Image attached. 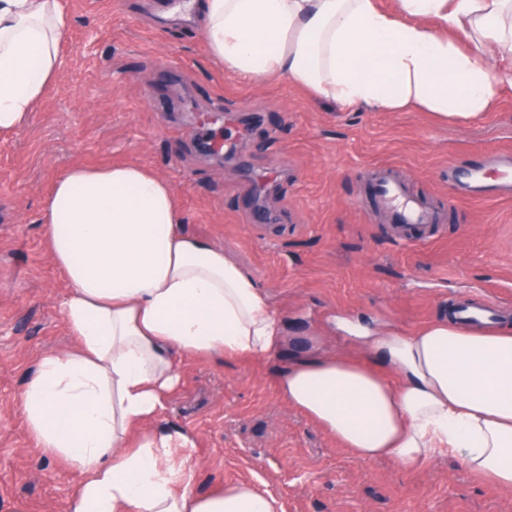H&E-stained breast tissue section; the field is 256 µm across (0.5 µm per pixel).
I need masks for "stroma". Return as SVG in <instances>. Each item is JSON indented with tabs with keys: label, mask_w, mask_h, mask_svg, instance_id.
I'll use <instances>...</instances> for the list:
<instances>
[{
	"label": "stroma",
	"mask_w": 512,
	"mask_h": 512,
	"mask_svg": "<svg viewBox=\"0 0 512 512\" xmlns=\"http://www.w3.org/2000/svg\"><path fill=\"white\" fill-rule=\"evenodd\" d=\"M181 4L67 0L58 80L22 129L0 135V512H67L80 480L30 436L19 394L42 355L72 343L43 198L68 167L112 161L165 178L186 230L223 245L288 323L287 346L268 359H176L181 384L158 424L194 435L197 492L247 481L283 512H512V493L456 459L404 472L357 458L288 406L272 375L315 336L342 352L339 317L412 332L490 299L512 321V196L454 183L512 151V86H499L497 111L448 125L427 112H345L285 80L225 73ZM218 112L230 148L215 154L204 127ZM376 167L438 210L433 237L409 241L376 206Z\"/></svg>",
	"instance_id": "obj_1"
}]
</instances>
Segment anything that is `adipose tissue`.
Segmentation results:
<instances>
[{
  "instance_id": "obj_1",
  "label": "adipose tissue",
  "mask_w": 512,
  "mask_h": 512,
  "mask_svg": "<svg viewBox=\"0 0 512 512\" xmlns=\"http://www.w3.org/2000/svg\"><path fill=\"white\" fill-rule=\"evenodd\" d=\"M210 59L351 110L495 111L512 84V0H195ZM63 0H0V133L24 127L60 70ZM66 280L73 348L42 356L20 398L41 448L79 472L69 512H281L234 483L194 489L195 440L154 421L175 357L263 358L288 341L266 292L221 246L188 233L171 185L135 163L75 165L43 202ZM354 351L311 348L276 370L280 396L363 460L413 471L449 456L512 490V323L440 319L412 334L350 329Z\"/></svg>"
}]
</instances>
